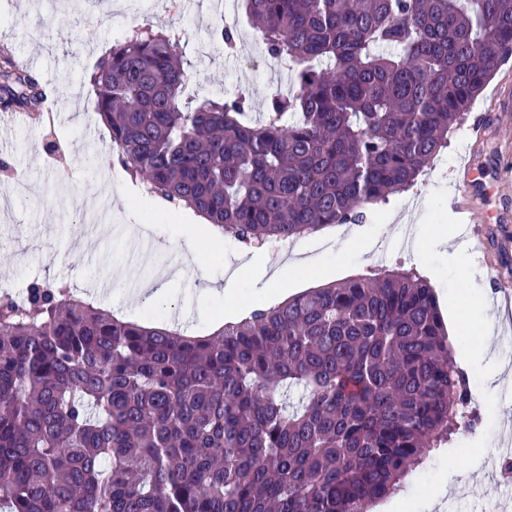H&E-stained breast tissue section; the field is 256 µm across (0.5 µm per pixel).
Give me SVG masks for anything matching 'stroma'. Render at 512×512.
I'll use <instances>...</instances> for the list:
<instances>
[{"mask_svg":"<svg viewBox=\"0 0 512 512\" xmlns=\"http://www.w3.org/2000/svg\"><path fill=\"white\" fill-rule=\"evenodd\" d=\"M112 3L125 6L127 26L146 20L160 29L184 32L188 67L201 95L220 97L227 91L245 90L255 115L265 111L271 91L288 93L294 88L292 73L266 55L241 0H224L220 9L214 8L213 0H180L174 13L158 0ZM83 18L79 0H0V48L30 63L42 83L55 86L53 127L64 151L57 166H47L40 126L18 122L8 125L0 141V161L29 183L28 193L19 195L0 178V292H18L35 277L64 281L75 293L94 297L102 307L132 321L167 322L190 310L195 334H209L213 302L202 295L196 280H228L229 266L243 261L244 248L228 245L219 254L200 243L181 256L154 251L147 265L128 259L124 250L128 241L144 236L152 242L170 239L179 244L183 236L177 221L166 213L150 215L145 207H129L122 184L110 177L105 159L109 134L98 119L96 93L87 74L126 31L105 22L90 27ZM225 25L239 29L237 53L225 51L214 34ZM478 120L486 134L475 141L470 128ZM507 158L512 159V61L498 69L450 131L447 149L411 190L391 196L366 223L340 224L297 239L291 255L276 256L275 261L321 264L328 283L394 265L416 269L430 281L446 319L456 308L473 305L476 298L494 300L483 261L459 238L448 196L460 162L470 160L476 177L475 207L479 216L489 217L490 246L504 266V276L512 280V193L496 191L500 163ZM391 213L398 214V221L384 223V215ZM408 225L422 227L428 234L449 232L452 244L432 250L427 264H418L413 250L399 245ZM351 232L371 239L373 251L353 247L339 252L337 239ZM158 276L172 281L171 305H154L134 291ZM497 325L491 348L505 366L503 377L486 385L480 364L467 374L475 397L495 399L498 414L491 417L474 406L477 426L460 429L448 445L405 478L397 494L375 503L373 512H422L424 498L451 472L457 478L444 512H512V482L498 474L506 448H512V321L501 318Z\"/></svg>","mask_w":512,"mask_h":512,"instance_id":"obj_1","label":"stroma"}]
</instances>
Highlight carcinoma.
Segmentation results:
<instances>
[{"instance_id":"cac0c4a2","label":"carcinoma","mask_w":512,"mask_h":512,"mask_svg":"<svg viewBox=\"0 0 512 512\" xmlns=\"http://www.w3.org/2000/svg\"><path fill=\"white\" fill-rule=\"evenodd\" d=\"M297 91L201 99L148 22L88 79L108 158L251 247L359 224L408 191L512 58V0H243ZM39 83L0 61V104ZM471 384L430 282L310 288L208 336L120 319L64 283L0 295V510L371 512L455 430Z\"/></svg>"}]
</instances>
